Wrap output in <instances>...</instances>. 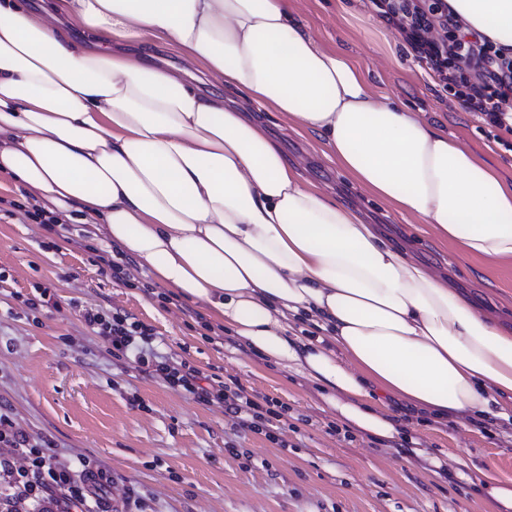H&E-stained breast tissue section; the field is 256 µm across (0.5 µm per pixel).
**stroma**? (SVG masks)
I'll return each instance as SVG.
<instances>
[{
  "label": "stroma",
  "mask_w": 512,
  "mask_h": 512,
  "mask_svg": "<svg viewBox=\"0 0 512 512\" xmlns=\"http://www.w3.org/2000/svg\"><path fill=\"white\" fill-rule=\"evenodd\" d=\"M312 33L349 54L374 91L437 123L512 179V149L465 111L409 47L368 11L366 0H289ZM289 160L336 194L388 240L448 275L484 314L512 324V261L467 256L413 217H401L324 157L277 112L259 111ZM31 196L0 175V410L33 437H48L58 460L96 462L115 501L135 493L143 512H488L452 472L434 476L403 448L340 421L315 384L245 348L199 307L128 265L125 281L102 272L112 246L76 225L77 241L27 217ZM55 302L29 308L41 287ZM128 313L154 328L165 349L202 372L288 407V427L271 441L240 426L222 405H202L116 358L83 321L87 308ZM428 448L472 461L512 483V428L476 422L428 424Z\"/></svg>",
  "instance_id": "35a3bbf8"
}]
</instances>
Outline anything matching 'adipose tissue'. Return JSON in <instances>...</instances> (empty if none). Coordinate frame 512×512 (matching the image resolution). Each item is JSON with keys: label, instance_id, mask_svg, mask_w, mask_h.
<instances>
[{"label": "adipose tissue", "instance_id": "adipose-tissue-1", "mask_svg": "<svg viewBox=\"0 0 512 512\" xmlns=\"http://www.w3.org/2000/svg\"><path fill=\"white\" fill-rule=\"evenodd\" d=\"M447 3L512 50V0ZM196 69L238 103L188 82ZM257 107L464 253L512 259V181L378 95L288 0H0V173L318 385L348 428L413 443L423 418L512 424V326L307 180Z\"/></svg>", "mask_w": 512, "mask_h": 512}]
</instances>
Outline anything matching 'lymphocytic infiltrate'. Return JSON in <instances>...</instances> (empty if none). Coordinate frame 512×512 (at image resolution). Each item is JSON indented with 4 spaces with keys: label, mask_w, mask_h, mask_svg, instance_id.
Segmentation results:
<instances>
[{
    "label": "lymphocytic infiltrate",
    "mask_w": 512,
    "mask_h": 512,
    "mask_svg": "<svg viewBox=\"0 0 512 512\" xmlns=\"http://www.w3.org/2000/svg\"><path fill=\"white\" fill-rule=\"evenodd\" d=\"M371 11L397 31L418 60L435 72L448 92L487 125L512 134V57L485 36L463 25L446 0H369ZM85 323L97 329L118 358L135 356L141 372L161 378L197 403H220L254 433L277 438L284 429L282 407L269 397L231 387L220 375L203 374L188 361L156 351L151 326L128 314L85 310ZM51 442L34 439L0 412V512L18 504L32 512H114L91 460L75 469L48 454Z\"/></svg>",
    "instance_id": "f902f5d3"
}]
</instances>
